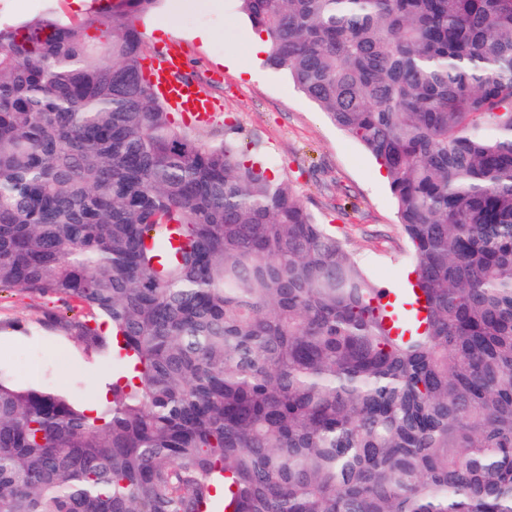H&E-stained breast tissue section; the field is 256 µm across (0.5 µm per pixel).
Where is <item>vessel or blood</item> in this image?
Segmentation results:
<instances>
[{
	"mask_svg": "<svg viewBox=\"0 0 512 512\" xmlns=\"http://www.w3.org/2000/svg\"><path fill=\"white\" fill-rule=\"evenodd\" d=\"M186 67L184 51L180 44L172 42L159 56L148 61L146 72L174 111L184 113L194 123L208 122L215 105L194 82L184 80Z\"/></svg>",
	"mask_w": 512,
	"mask_h": 512,
	"instance_id": "obj_1",
	"label": "vessel or blood"
}]
</instances>
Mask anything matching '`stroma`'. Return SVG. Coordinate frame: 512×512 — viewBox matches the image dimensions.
<instances>
[{"mask_svg":"<svg viewBox=\"0 0 512 512\" xmlns=\"http://www.w3.org/2000/svg\"><path fill=\"white\" fill-rule=\"evenodd\" d=\"M168 19L175 36L156 37L154 26ZM139 28L157 51L180 41L197 85L221 102L216 119L196 129L201 142H219L225 126H235L250 158L266 160L275 178L288 183L318 223L330 226L376 283L405 287L410 248L379 164L286 73L267 68L263 54L253 53V29L236 0H161ZM204 31L212 40L201 39ZM61 311L48 296L0 292V371L16 384L52 389L83 407L101 402L112 393L113 375L105 371L102 353L47 325Z\"/></svg>","mask_w":512,"mask_h":512,"instance_id":"obj_1","label":"stroma"}]
</instances>
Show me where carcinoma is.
Here are the masks:
<instances>
[{"mask_svg":"<svg viewBox=\"0 0 512 512\" xmlns=\"http://www.w3.org/2000/svg\"><path fill=\"white\" fill-rule=\"evenodd\" d=\"M238 2L385 168L424 328L156 96L159 0L1 24L0 291L133 381L92 414L0 371V512H512V0Z\"/></svg>","mask_w":512,"mask_h":512,"instance_id":"obj_1","label":"carcinoma"}]
</instances>
